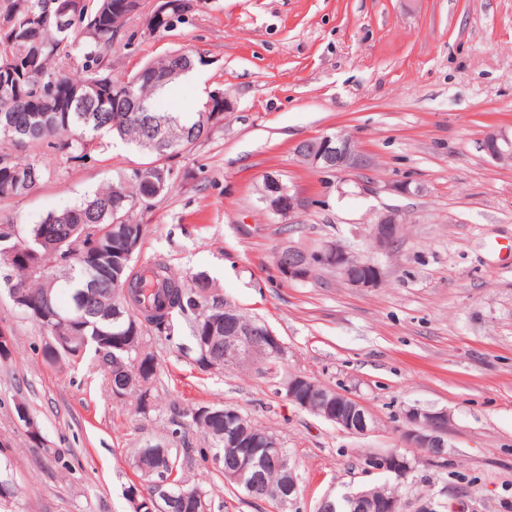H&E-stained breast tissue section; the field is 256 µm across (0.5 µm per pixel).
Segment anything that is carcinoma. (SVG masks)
Returning a JSON list of instances; mask_svg holds the SVG:
<instances>
[{"instance_id":"carcinoma-1","label":"carcinoma","mask_w":512,"mask_h":512,"mask_svg":"<svg viewBox=\"0 0 512 512\" xmlns=\"http://www.w3.org/2000/svg\"><path fill=\"white\" fill-rule=\"evenodd\" d=\"M69 22L60 26L57 0H0V199L17 197L15 179L22 175L28 189L50 178L36 159L20 162L15 153L47 148L70 160H86L106 152L120 138L150 157L149 189L136 174L121 178L77 204L47 214L25 232L0 228V287L22 285L32 307L48 302L55 311L83 319L75 345L107 368L112 387L124 396L136 395L138 409H146L154 389L156 362L151 336H173L184 330L197 352L200 339L214 337L213 358L224 367V330L238 324L265 327L261 320L238 311L224 322V295L200 274L188 281L168 266H148V275L131 276L133 259L127 257L128 239H143L146 225L138 222L112 228L114 222L137 206L161 195L174 179L165 161L193 149L208 137L224 115V104L212 110L206 104L189 115L165 112L156 105V92L168 88L204 59L188 49L171 50L155 61L120 78L111 74L112 50L123 44L128 25L146 13L144 33L166 32L185 22L201 0H167V9H145L142 0H68ZM81 63L82 75L70 73L72 60ZM128 86L147 110L137 112L133 101L112 93V86ZM5 247H20L35 254L32 262L8 261ZM193 424L226 448L224 418L195 420ZM259 476L251 473L236 483L247 495L274 501L273 493L287 480L286 472L258 456ZM177 463L176 481L212 501L208 491L185 484L183 466L171 449L160 444L138 450L134 464L143 475L166 461Z\"/></svg>"}]
</instances>
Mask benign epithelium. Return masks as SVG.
Masks as SVG:
<instances>
[{
	"instance_id": "obj_1",
	"label": "benign epithelium",
	"mask_w": 512,
	"mask_h": 512,
	"mask_svg": "<svg viewBox=\"0 0 512 512\" xmlns=\"http://www.w3.org/2000/svg\"><path fill=\"white\" fill-rule=\"evenodd\" d=\"M483 147L487 155L496 161H512V138L491 132L487 134ZM293 152L302 164L327 173L345 175L365 170L370 165L368 157L354 139L342 134H323L301 140L295 144ZM260 201L271 213L290 220L309 207L306 198L284 188L280 180L273 176L267 179L265 188L261 190ZM405 220V214L397 209L386 210L377 216L371 225L370 237L379 254H389L401 236ZM275 266L279 274L291 282H304L320 268L335 271L352 288H374L381 280L378 263L365 260L357 262L341 243L334 241L324 242L312 249L283 243L277 250ZM68 325L69 321L55 312L42 311L41 327L48 332L43 347L46 354L58 358L63 353L68 355L78 351L73 346ZM257 349L269 352L282 363L288 357V347L270 327H237L224 335V365L230 367L243 355ZM309 384L311 381L307 376L299 372H291L275 381L279 397L323 418L347 434L365 436L375 430V419L363 401L340 391L336 392V401H325L311 391L304 392ZM405 418L409 424L403 434L407 447L423 449L422 462L428 465H446L448 411L414 406L406 411ZM250 444L251 447L240 449L233 459L224 463V474L235 480L242 477L252 468L254 457L263 453V456L288 470V483L276 491L282 512H287L288 506L294 505L298 498L294 464L280 443L266 434H255ZM363 466L369 473L381 474L386 478L395 476L400 480L407 479L415 469L413 462L396 449L366 454ZM171 483L172 478L161 467L157 470V492L152 499L140 501L142 491L137 484L128 486L126 496L134 504H146L147 512H170ZM348 507L350 512H403L401 498L379 496L369 488L350 495Z\"/></svg>"
}]
</instances>
